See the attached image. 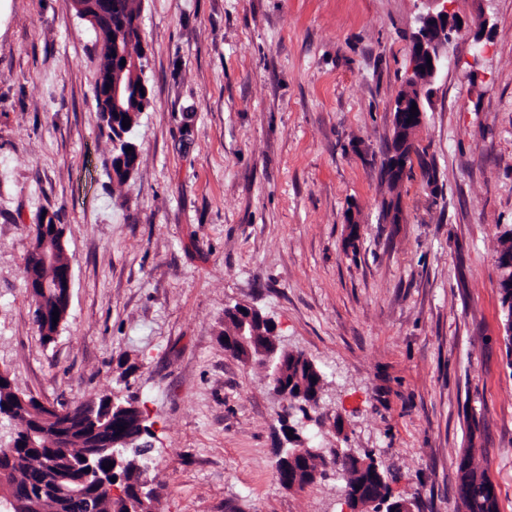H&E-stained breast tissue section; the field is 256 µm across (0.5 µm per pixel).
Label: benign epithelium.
Segmentation results:
<instances>
[{
	"label": "benign epithelium",
	"instance_id": "7a95c632",
	"mask_svg": "<svg viewBox=\"0 0 512 512\" xmlns=\"http://www.w3.org/2000/svg\"><path fill=\"white\" fill-rule=\"evenodd\" d=\"M431 9L417 17V26L412 33L409 45V68L403 83V94L396 98L391 106L392 135L386 148L382 163L381 176L389 182L403 176L413 161L414 150L409 148L417 130L422 126L425 118V101L429 98L430 87L438 73L443 69L447 60L448 44L460 35H466L476 44L482 42L487 31L489 20L486 16L468 17L455 11V0H427ZM89 9L77 8L81 19L90 22L97 45L101 49L112 48V25L109 24L111 0H88ZM130 87L122 83V79H112L107 82L104 94L100 100L109 101L114 112L124 111L122 102L128 97ZM417 106V112L411 113L412 106ZM66 253L64 236L55 231L50 235L35 241L29 248V263L26 264L25 278L29 283L36 284L45 294L50 306L58 309L59 317L55 330L66 319L71 297L72 268L66 264L60 270L61 284H50L40 277L41 270L56 264L57 256ZM253 308L245 305L243 311L238 313L240 326L237 333L228 339L227 347L231 353L239 351L251 352L257 344V338L252 330ZM280 348L279 341H274L272 350L266 352L267 381L276 385L280 376L281 362L276 360ZM20 403L29 410L37 413L38 424L32 428H20L18 432L27 436V442L36 443L42 435L44 421L53 424L52 432L56 443L60 447L66 446L72 435L80 429V423L86 415L75 405L46 403L36 400L30 403L23 396H18ZM117 441H101L98 430H93L83 439V458L81 467L96 472L97 493L110 497H126L124 476L117 472V467H130L143 472L149 468L151 441H146L143 448L135 449L126 457L112 456L114 467L108 471H100L97 459L103 448H113ZM315 454L329 455L336 470L345 472L352 464L362 463V459L350 450L340 448H314ZM15 448L10 446L0 448V487L9 488V491L0 495V509L3 512H22V503L17 501L10 492L12 488V470L2 462L13 461ZM45 484L47 491L57 501V512H66L71 508L69 500L82 497L81 482L73 478L64 480L56 471L46 474ZM151 482L147 479L140 481L139 496L148 498L142 502L137 512H158V502L149 487ZM345 501L350 512H409L407 502L388 495L383 500L371 501L369 496L360 490L349 487L344 491Z\"/></svg>",
	"mask_w": 512,
	"mask_h": 512
}]
</instances>
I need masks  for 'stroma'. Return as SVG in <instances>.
Masks as SVG:
<instances>
[{
  "label": "stroma",
  "instance_id": "35a3bbf8",
  "mask_svg": "<svg viewBox=\"0 0 512 512\" xmlns=\"http://www.w3.org/2000/svg\"><path fill=\"white\" fill-rule=\"evenodd\" d=\"M454 7L492 29L450 44L386 224L379 167L425 0H141L150 105L121 185L89 24L72 0H0V369L44 402L133 401L159 512H342L339 473L281 485V403L220 336L237 304L324 373L305 446L370 456L413 512H456L469 449L512 512V0ZM50 216L72 290L46 345L24 267ZM134 152L128 154L124 146H121L120 149L115 150L110 159V166L112 165V170L115 173V176L112 174V180L117 184H123L126 182L132 175L138 170L139 162L136 169L132 171L129 169V160L131 156H133Z\"/></svg>",
  "mask_w": 512,
  "mask_h": 512
}]
</instances>
